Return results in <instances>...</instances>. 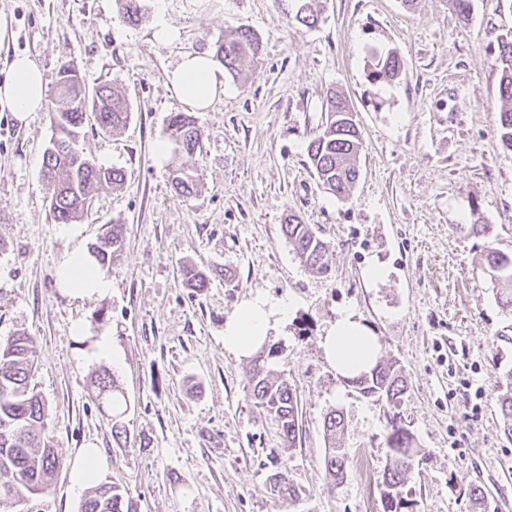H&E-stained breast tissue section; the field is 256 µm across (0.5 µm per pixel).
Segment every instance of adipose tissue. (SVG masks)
<instances>
[{
	"label": "adipose tissue",
	"mask_w": 512,
	"mask_h": 512,
	"mask_svg": "<svg viewBox=\"0 0 512 512\" xmlns=\"http://www.w3.org/2000/svg\"><path fill=\"white\" fill-rule=\"evenodd\" d=\"M168 86L185 106L207 107L224 92V79L209 56L188 53L169 72ZM46 81L41 68L26 55L15 56L9 74L0 82V110L21 115L46 108ZM59 282L76 297L106 296L112 283L90 252L80 258L65 256L59 266ZM291 304L255 295L243 301L224 324V347L239 357L251 356L267 340L278 322L284 321ZM326 359L343 379L358 377L378 362L380 347L364 324L351 313L341 314L322 340Z\"/></svg>",
	"instance_id": "ef3b65f1"
}]
</instances>
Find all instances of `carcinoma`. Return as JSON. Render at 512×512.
<instances>
[{
  "label": "carcinoma",
  "mask_w": 512,
  "mask_h": 512,
  "mask_svg": "<svg viewBox=\"0 0 512 512\" xmlns=\"http://www.w3.org/2000/svg\"><path fill=\"white\" fill-rule=\"evenodd\" d=\"M146 0H118L120 9L129 21L139 20ZM296 13L298 22L314 24L318 10L314 0H300ZM261 50L258 35L248 28H240L224 35L216 53L222 54L220 64L232 75L240 72L242 63L255 59ZM495 65L499 72L498 132L501 143L512 150V37L497 38ZM402 72L401 59L386 54L378 57L371 72L376 82H391ZM100 97L97 125L107 132H116L126 126L130 109L126 100L107 84L98 86ZM81 83L65 80L60 85L59 106L51 111V120L58 130L59 146L45 151L43 172L51 186L50 210L59 224L81 220L87 214L98 188L106 183L119 187L124 182L120 169L98 166L76 148V138L83 128ZM169 141L174 156L191 157L200 150V132L196 121L183 112L169 118ZM363 148L355 111L347 97L336 91L326 99L325 121L322 130L308 145V157L321 185L339 199L349 196L360 175V153ZM172 188L176 196L188 197L197 191L193 170L180 164L172 172ZM288 242L308 268L323 273L328 270L325 261L329 246L316 235L310 225L295 214L288 215L283 226ZM124 229L114 224L92 245L91 253L100 265L116 260L122 252ZM485 270L498 286L499 298L512 306V257L496 251L485 255ZM182 281L188 288H205L223 272L209 273L185 265ZM255 360L248 372L252 396L265 407L280 426L284 446L293 448L299 436L298 397L288 380L273 377ZM33 340L26 332L17 330L0 340V501L25 493H36L48 485L64 460L61 449L53 447L45 436L48 419L46 402L31 387L34 371ZM360 393L383 399L391 413L392 432L388 437L394 459L384 470L381 484L387 512H400L401 487L412 470L415 449L409 430L398 424L400 407L404 403L407 384L391 363L377 364L368 377H358ZM91 395L97 406L112 418L121 416L122 391L111 374L104 370L91 382ZM501 423L505 435L512 437V390H506L499 399ZM340 412L332 410L324 420V431L330 441L325 466L331 485L343 479L345 453L336 447V435L343 431ZM270 487L282 498L299 497L298 490L281 472L270 475ZM80 512H137V505L112 481L97 483L81 504Z\"/></svg>",
  "instance_id": "obj_1"
}]
</instances>
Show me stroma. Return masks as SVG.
I'll return each mask as SVG.
<instances>
[{"mask_svg": "<svg viewBox=\"0 0 512 512\" xmlns=\"http://www.w3.org/2000/svg\"><path fill=\"white\" fill-rule=\"evenodd\" d=\"M297 7L147 0L132 24L116 0H0V80L15 55H29L52 101L69 62L87 89L110 84L131 110L121 132L85 126L80 149L125 181L100 188L72 224L54 221L42 176L55 135L48 112L0 111V338L32 336L31 384L67 460L39 493L0 512H79L89 488L74 485L72 463L83 448L100 449L104 476L139 512H385V408L339 378L321 345L345 312L407 380L402 422L418 454L401 512H512V438L499 404L512 385V306L484 269L488 249L512 256V150L497 134L495 66L498 36H512V0H473L465 24L448 0L411 10L401 0H316L311 27L296 21ZM162 25L174 38L156 39ZM240 27L258 34L262 55L225 75L223 95L195 111L201 150L185 163L198 187L176 197L174 162L155 155L170 114L183 109L167 75L184 54L214 55L217 39ZM390 50L405 61L401 76L373 81L376 55ZM333 89L350 100L363 138L360 177L343 200L322 187L307 155ZM291 211L327 242V272L296 257L282 229ZM476 221L492 225L491 236L468 232ZM115 224L124 247L106 269L110 293L65 292L63 255ZM187 262L225 276L192 292L181 283ZM376 262L383 277L367 279ZM257 294L292 304L269 334L279 352L266 361L299 397L292 448L250 396L251 358L224 349L226 320ZM104 334L111 357H91ZM103 368L127 400L118 438L90 396ZM334 409L347 456L335 486L324 464ZM276 470L299 499L273 494Z\"/></svg>", "mask_w": 512, "mask_h": 512, "instance_id": "stroma-1", "label": "stroma"}]
</instances>
